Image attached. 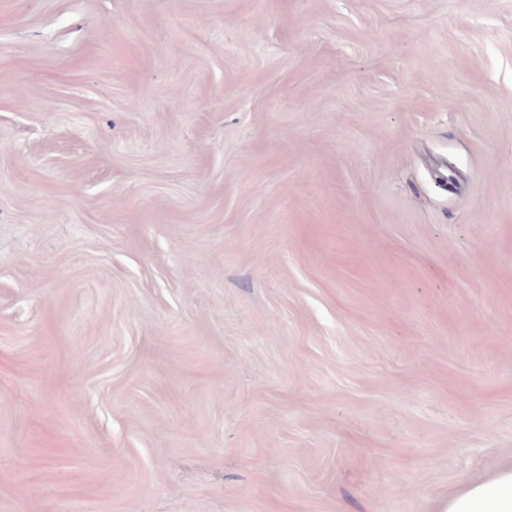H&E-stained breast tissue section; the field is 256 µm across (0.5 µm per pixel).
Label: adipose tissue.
I'll list each match as a JSON object with an SVG mask.
<instances>
[{
    "label": "adipose tissue",
    "instance_id": "ef3b65f1",
    "mask_svg": "<svg viewBox=\"0 0 512 512\" xmlns=\"http://www.w3.org/2000/svg\"><path fill=\"white\" fill-rule=\"evenodd\" d=\"M437 512H512V461L490 477L459 484Z\"/></svg>",
    "mask_w": 512,
    "mask_h": 512
}]
</instances>
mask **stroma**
I'll use <instances>...</instances> for the list:
<instances>
[{
    "mask_svg": "<svg viewBox=\"0 0 512 512\" xmlns=\"http://www.w3.org/2000/svg\"><path fill=\"white\" fill-rule=\"evenodd\" d=\"M509 459L512 0H0V512Z\"/></svg>",
    "mask_w": 512,
    "mask_h": 512,
    "instance_id": "35a3bbf8",
    "label": "stroma"
}]
</instances>
